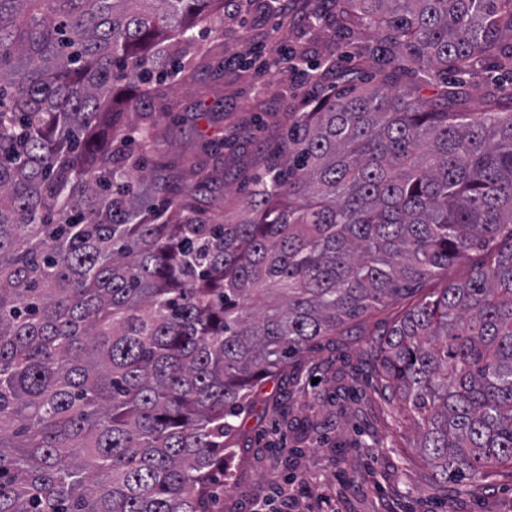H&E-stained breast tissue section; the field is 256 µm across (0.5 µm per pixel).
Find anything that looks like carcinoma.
Here are the masks:
<instances>
[{"label": "carcinoma", "instance_id": "cac0c4a2", "mask_svg": "<svg viewBox=\"0 0 512 512\" xmlns=\"http://www.w3.org/2000/svg\"><path fill=\"white\" fill-rule=\"evenodd\" d=\"M222 2L0 0V512H214L255 389L474 249L370 352L436 487L512 471V112L448 84L512 52V0H336L446 106L390 72L290 112L219 219L123 132L154 139L153 80Z\"/></svg>", "mask_w": 512, "mask_h": 512}]
</instances>
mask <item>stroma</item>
I'll list each match as a JSON object with an SVG mask.
<instances>
[{
	"instance_id": "stroma-1",
	"label": "stroma",
	"mask_w": 512,
	"mask_h": 512,
	"mask_svg": "<svg viewBox=\"0 0 512 512\" xmlns=\"http://www.w3.org/2000/svg\"><path fill=\"white\" fill-rule=\"evenodd\" d=\"M374 32L326 22L310 31L284 18L271 0H225L220 24L201 23L196 38L206 57L188 81L156 83L151 108L166 113L149 166L168 175L193 205L222 213L250 190L264 149L277 146L288 114L329 93L303 84L295 70L246 68L243 58L291 47L313 60L336 58L355 80L372 78L357 50ZM472 107L512 112V61H479L462 76ZM264 94H256V86ZM211 138L223 153L206 152ZM411 305L403 299L357 320L351 335L333 336L300 358L294 382L264 384L265 398L287 405L256 407L242 419L230 470L216 495V512H250L254 503L288 504L291 512H512V473L485 480L475 492L436 488L415 456L417 432L385 400L369 347ZM294 426H287L285 418ZM310 425L299 439L297 424Z\"/></svg>"
}]
</instances>
